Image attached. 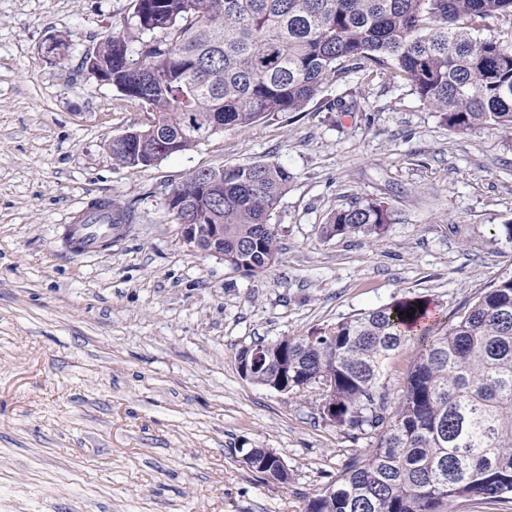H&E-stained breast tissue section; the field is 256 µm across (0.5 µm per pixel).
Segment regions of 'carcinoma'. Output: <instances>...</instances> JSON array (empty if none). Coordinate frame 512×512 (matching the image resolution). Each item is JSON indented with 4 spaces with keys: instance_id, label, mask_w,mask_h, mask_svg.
Masks as SVG:
<instances>
[{
    "instance_id": "carcinoma-1",
    "label": "carcinoma",
    "mask_w": 512,
    "mask_h": 512,
    "mask_svg": "<svg viewBox=\"0 0 512 512\" xmlns=\"http://www.w3.org/2000/svg\"><path fill=\"white\" fill-rule=\"evenodd\" d=\"M512 0H139L131 17L139 39L114 35L98 45L112 86L148 106L175 137L176 152L224 126L247 128L278 112H298L325 80L369 64L391 69L461 134L512 129V42L482 37ZM162 36H155V32ZM145 135L112 146L116 163L158 161ZM292 179L279 163L224 169V201L210 206L191 175L177 188L204 224L224 225V250L236 246L257 266L281 252L274 209ZM380 203L333 213L327 237L379 236L389 223ZM417 300L363 312L314 336L281 338L253 375L288 390L318 387L342 426L378 431L374 445L310 500L306 512H451L461 499L512 496V276L440 330ZM418 355L402 395L378 391L381 364L411 336Z\"/></svg>"
}]
</instances>
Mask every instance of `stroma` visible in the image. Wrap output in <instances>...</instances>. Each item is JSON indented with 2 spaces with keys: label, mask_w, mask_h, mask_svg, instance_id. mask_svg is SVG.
I'll return each instance as SVG.
<instances>
[{
  "label": "stroma",
  "mask_w": 512,
  "mask_h": 512,
  "mask_svg": "<svg viewBox=\"0 0 512 512\" xmlns=\"http://www.w3.org/2000/svg\"><path fill=\"white\" fill-rule=\"evenodd\" d=\"M134 7L0 0V512H305L375 437L331 421L315 389L244 378L240 351L404 299L451 318L512 275V132L455 133L366 68L132 170L110 142L152 113L82 61L134 36ZM52 36L65 58L46 54ZM268 161L292 174L271 217L280 263L254 276L191 251L172 188ZM96 198L134 219L74 255L63 227ZM372 202L391 214L382 236H324L332 213ZM416 354L409 341L384 362L387 398ZM250 448L275 452L287 484L249 470Z\"/></svg>",
  "instance_id": "1"
}]
</instances>
